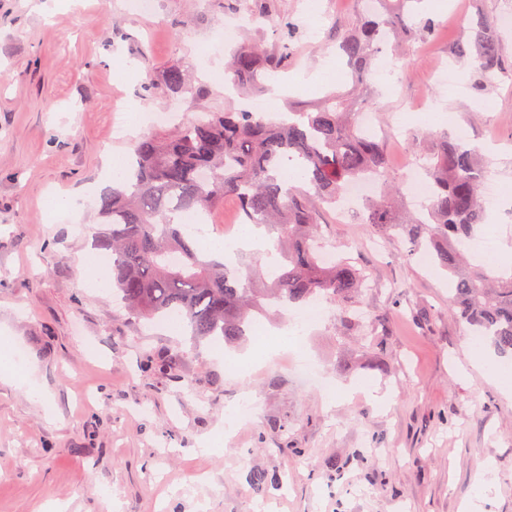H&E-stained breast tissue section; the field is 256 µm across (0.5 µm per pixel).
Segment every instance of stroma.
Instances as JSON below:
<instances>
[{
  "instance_id": "stroma-1",
  "label": "stroma",
  "mask_w": 512,
  "mask_h": 512,
  "mask_svg": "<svg viewBox=\"0 0 512 512\" xmlns=\"http://www.w3.org/2000/svg\"><path fill=\"white\" fill-rule=\"evenodd\" d=\"M40 2L0 0V352L19 350L15 369L36 386L0 378V512H461L488 471L485 512H512V359L471 351L446 277L402 241L376 249L368 225H323L370 277L366 316L344 333L327 306L302 351L269 357L250 342L195 346L186 328L128 318L110 290L83 284L97 211L46 208L100 188L111 156L130 154L134 136H112L117 105L170 108L169 68L204 77V97L182 117L223 108L225 27L274 50L275 22L294 24L284 76L318 79L281 96L279 111L349 89L336 29L359 16V0H251L265 22L247 30L237 0H153L148 13L129 0H58L48 15ZM502 9L445 0L410 18V75L363 102L383 129L405 130L386 139L392 176L450 131L496 142L492 176L512 185V77L476 91L472 67L450 52L467 38L454 13L496 19ZM442 65L452 80L432 82ZM245 354L246 375L225 371ZM300 359L336 385L333 404L300 383ZM160 360L171 375L151 370ZM372 385L390 399L371 398ZM246 393L258 412L227 428ZM259 471L281 485H255Z\"/></svg>"
}]
</instances>
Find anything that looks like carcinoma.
<instances>
[{
    "mask_svg": "<svg viewBox=\"0 0 512 512\" xmlns=\"http://www.w3.org/2000/svg\"><path fill=\"white\" fill-rule=\"evenodd\" d=\"M381 2L336 33L358 93L372 88L383 47L411 36L406 18L420 0ZM464 25L467 40L453 47V56L473 60L480 89L503 73L500 29L481 14ZM281 33L276 53L251 40L233 52L225 75L238 94L265 92L267 73L288 58L292 24ZM166 85L174 98L203 94L181 68L168 71ZM357 116L352 98L331 92L275 121L228 105L144 135L122 180L96 201L102 222L95 245L112 258V295L135 319L180 315L195 342L247 341L255 317L299 310L316 298L339 307L350 328L348 313L367 274L346 258L319 260L329 245L320 225L331 223L350 183L375 178L379 191L362 202L361 222L381 239H401L410 256L428 254L448 277L457 317L497 353L512 355V269L493 276L471 264L465 250L486 220L481 179L488 170L480 157L458 136L432 140L423 165L429 203L419 216L403 209V182L389 173L383 138L361 134ZM227 196L236 199L242 223L276 234L274 259L254 254L252 276L212 258L181 223L185 214H211Z\"/></svg>",
    "mask_w": 512,
    "mask_h": 512,
    "instance_id": "cac0c4a2",
    "label": "carcinoma"
}]
</instances>
